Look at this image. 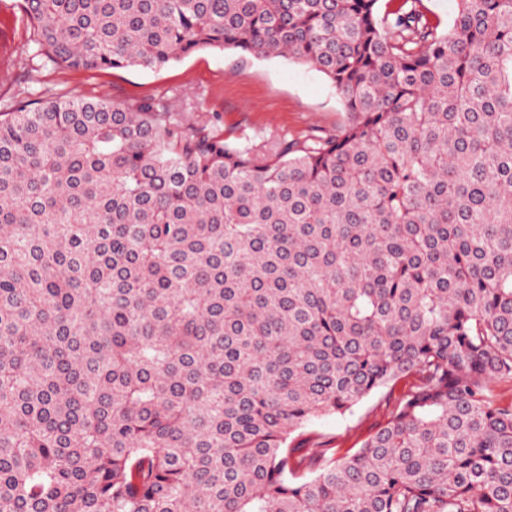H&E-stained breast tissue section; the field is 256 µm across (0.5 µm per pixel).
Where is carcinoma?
I'll return each instance as SVG.
<instances>
[{"instance_id": "carcinoma-1", "label": "carcinoma", "mask_w": 512, "mask_h": 512, "mask_svg": "<svg viewBox=\"0 0 512 512\" xmlns=\"http://www.w3.org/2000/svg\"><path fill=\"white\" fill-rule=\"evenodd\" d=\"M23 0L74 69L314 67L333 133L0 113V512H512V0ZM416 376L360 448L294 442ZM424 10L434 23L440 24V29L448 28L456 13V0H423Z\"/></svg>"}]
</instances>
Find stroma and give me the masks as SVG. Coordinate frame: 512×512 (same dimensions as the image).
<instances>
[{
  "mask_svg": "<svg viewBox=\"0 0 512 512\" xmlns=\"http://www.w3.org/2000/svg\"><path fill=\"white\" fill-rule=\"evenodd\" d=\"M60 97L161 102L183 123L208 125L229 139L319 135L335 131L346 118L324 74L283 58L244 61L233 51L202 50L159 70L89 71L57 64L32 42L22 0H0V112L19 100ZM392 406L383 389L345 414L313 420L303 433L335 448L356 449L386 421Z\"/></svg>",
  "mask_w": 512,
  "mask_h": 512,
  "instance_id": "obj_1",
  "label": "stroma"
}]
</instances>
